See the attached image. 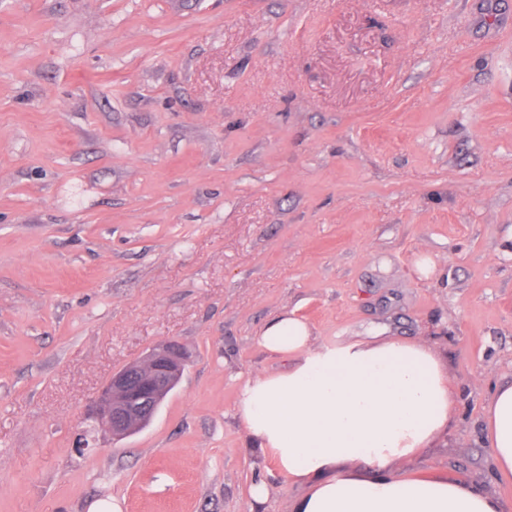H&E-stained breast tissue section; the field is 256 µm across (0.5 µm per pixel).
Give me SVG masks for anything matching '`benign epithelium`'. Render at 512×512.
Listing matches in <instances>:
<instances>
[{"label": "benign epithelium", "mask_w": 512, "mask_h": 512, "mask_svg": "<svg viewBox=\"0 0 512 512\" xmlns=\"http://www.w3.org/2000/svg\"><path fill=\"white\" fill-rule=\"evenodd\" d=\"M186 352L175 342L153 347L145 357L112 374L95 396L90 418L114 438L148 425L181 378Z\"/></svg>", "instance_id": "benign-epithelium-1"}]
</instances>
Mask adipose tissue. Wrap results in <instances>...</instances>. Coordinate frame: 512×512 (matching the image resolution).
<instances>
[{
  "label": "adipose tissue",
  "instance_id": "obj_1",
  "mask_svg": "<svg viewBox=\"0 0 512 512\" xmlns=\"http://www.w3.org/2000/svg\"><path fill=\"white\" fill-rule=\"evenodd\" d=\"M257 341L288 366L245 378L235 414L289 485L303 487L293 512H502L496 497L465 481L398 469L430 448L454 414L431 346L396 339L319 346L310 325L288 313ZM483 431L494 471L511 479L512 382L489 397Z\"/></svg>",
  "mask_w": 512,
  "mask_h": 512
}]
</instances>
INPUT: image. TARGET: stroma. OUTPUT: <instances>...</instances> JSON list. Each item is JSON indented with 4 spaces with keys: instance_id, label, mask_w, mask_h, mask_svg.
<instances>
[{
    "instance_id": "stroma-1",
    "label": "stroma",
    "mask_w": 512,
    "mask_h": 512,
    "mask_svg": "<svg viewBox=\"0 0 512 512\" xmlns=\"http://www.w3.org/2000/svg\"><path fill=\"white\" fill-rule=\"evenodd\" d=\"M285 311L430 343L457 410L400 469L512 512V0H0V512H291L234 412ZM164 342L153 420H86ZM483 431L491 449L493 469L512 478V381L498 386L484 406Z\"/></svg>"
}]
</instances>
